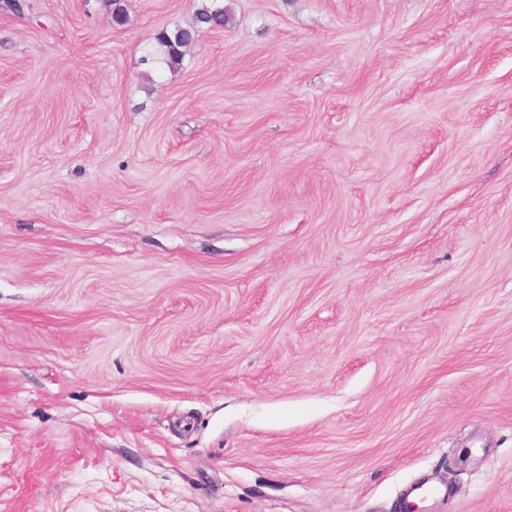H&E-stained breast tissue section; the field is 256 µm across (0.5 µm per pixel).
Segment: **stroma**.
<instances>
[{"label":"stroma","instance_id":"stroma-1","mask_svg":"<svg viewBox=\"0 0 512 512\" xmlns=\"http://www.w3.org/2000/svg\"><path fill=\"white\" fill-rule=\"evenodd\" d=\"M0 0V512H512V0ZM231 20L226 7L217 0H202L198 5L192 24L177 25L162 30L156 37L157 47L147 52L145 63H163L170 70L177 69L185 56L186 49L205 31L224 29Z\"/></svg>","mask_w":512,"mask_h":512}]
</instances>
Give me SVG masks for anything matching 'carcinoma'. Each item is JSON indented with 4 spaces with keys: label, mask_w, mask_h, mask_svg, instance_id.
Returning <instances> with one entry per match:
<instances>
[{
    "label": "carcinoma",
    "mask_w": 512,
    "mask_h": 512,
    "mask_svg": "<svg viewBox=\"0 0 512 512\" xmlns=\"http://www.w3.org/2000/svg\"><path fill=\"white\" fill-rule=\"evenodd\" d=\"M230 20L227 8L218 0H201L192 24L161 31L156 37L157 47L147 52L144 62L163 63L174 70L181 65L186 49L197 40L199 34L223 29Z\"/></svg>",
    "instance_id": "carcinoma-1"
}]
</instances>
